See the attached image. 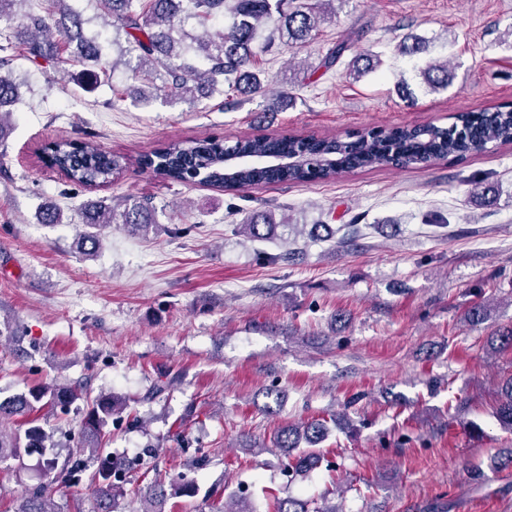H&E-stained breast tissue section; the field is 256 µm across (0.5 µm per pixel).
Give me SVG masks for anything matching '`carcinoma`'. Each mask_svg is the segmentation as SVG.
I'll return each mask as SVG.
<instances>
[{"mask_svg": "<svg viewBox=\"0 0 512 512\" xmlns=\"http://www.w3.org/2000/svg\"><path fill=\"white\" fill-rule=\"evenodd\" d=\"M38 0H0V23H6L8 35L0 44V142L10 130L12 106L22 97V83L11 74L14 50L23 47L32 62L43 61L53 67L68 64L61 56V46L76 44V58L97 67L103 60L107 37L100 32L85 33L89 20L66 5V0H53V9L34 8ZM107 17V25L124 34L128 49L121 58L112 60V68H130L131 77L139 78L143 68L150 66L154 78L162 84L152 85V91L139 93L143 102L159 96L185 95L192 100L209 97L218 86L252 93L265 91L259 74L254 72L257 53L254 49L262 36L271 41L286 40L301 49L314 39L317 24L333 0H98ZM231 22L223 30L192 34L184 29L186 20L193 18L203 26L224 15ZM62 38L58 42L52 34ZM428 42L414 37L403 41L400 53L414 57L427 49ZM134 52L138 64L133 66L123 56ZM425 82L432 90L448 87V67L429 63L422 70ZM490 143L512 144V108L483 109L460 112L448 127L382 126L374 133L365 129L355 141L340 138L248 137L227 144L220 138L180 141L164 151L144 157L142 165L163 178L176 183L197 181L213 187L246 188L269 183H307L311 181L309 163L321 160L319 180L325 182L342 172L382 164L385 156L404 166H427L448 156L466 157L481 153ZM54 165L67 171L68 180L78 186L98 187L112 182L120 168L119 159L95 148H78L73 142H57L47 147ZM296 157L292 166L269 167L247 164L249 156L261 157L275 153ZM82 223L87 231L79 241L86 257L96 255L100 246L99 230L110 224H122L132 233H145L155 227V207L132 201L112 206L105 200L90 201L82 208ZM278 227L272 214L262 219H250L239 225L238 231L249 239H268ZM487 316V307L475 303L463 314V321L477 325ZM490 344L499 351H512V325L504 326L490 337ZM84 400V416L80 423L76 447L80 453L64 459L54 457L47 462L53 477H70L82 471V453L98 461L90 476L94 487V512H114L115 496L127 482L124 460L103 454L105 427L112 417L121 413V399L108 392L95 397L65 384H38L25 392L0 395V460L17 454L20 448H43L52 435L38 424L40 412L46 408H65ZM500 424L512 431V379L495 408ZM25 418L30 423L24 434L7 430L4 423ZM326 432L324 424L311 422L288 425L275 435L277 448L293 450L306 443L290 467L298 472L319 464L321 457L315 446ZM200 460L183 465V470L169 481L155 478L141 492L147 506L143 512H163L168 491L185 496L195 494L194 482L187 473L197 468ZM16 512H56L48 492L34 488L21 499ZM273 512H336L334 506L310 508L300 499L277 498Z\"/></svg>", "mask_w": 512, "mask_h": 512, "instance_id": "carcinoma-1", "label": "carcinoma"}]
</instances>
